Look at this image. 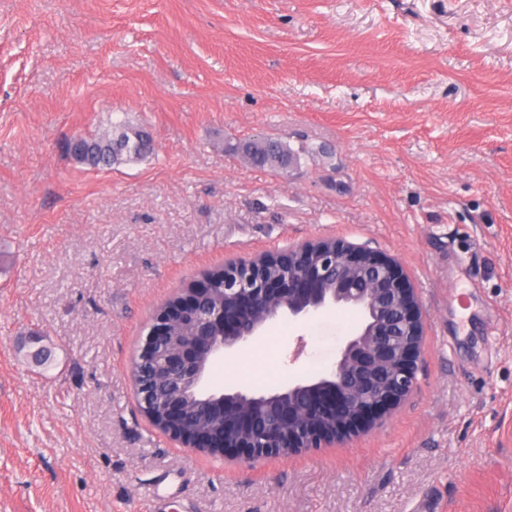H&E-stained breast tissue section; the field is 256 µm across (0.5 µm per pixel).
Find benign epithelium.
I'll list each match as a JSON object with an SVG mask.
<instances>
[{"mask_svg": "<svg viewBox=\"0 0 512 512\" xmlns=\"http://www.w3.org/2000/svg\"><path fill=\"white\" fill-rule=\"evenodd\" d=\"M199 282L156 315L132 360L141 413L186 447L254 464L312 451L360 432L407 396L416 379L422 313L399 262L338 239L224 262V296ZM332 306L362 318L332 369L265 393L215 392L209 363L279 316Z\"/></svg>", "mask_w": 512, "mask_h": 512, "instance_id": "benign-epithelium-1", "label": "benign epithelium"}]
</instances>
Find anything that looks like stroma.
Wrapping results in <instances>:
<instances>
[{
  "instance_id": "stroma-1",
  "label": "stroma",
  "mask_w": 512,
  "mask_h": 512,
  "mask_svg": "<svg viewBox=\"0 0 512 512\" xmlns=\"http://www.w3.org/2000/svg\"><path fill=\"white\" fill-rule=\"evenodd\" d=\"M124 122L148 158L68 155ZM260 137L307 152L227 149ZM330 236L416 290L408 396L251 467L152 427L130 365L157 308ZM360 320L276 318L206 385L320 376ZM0 512H512V0H0Z\"/></svg>"
}]
</instances>
